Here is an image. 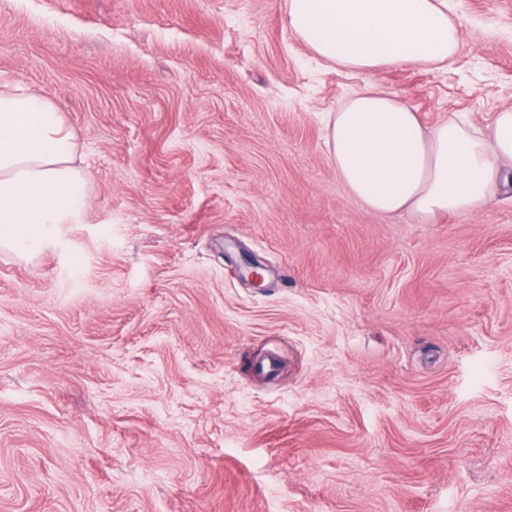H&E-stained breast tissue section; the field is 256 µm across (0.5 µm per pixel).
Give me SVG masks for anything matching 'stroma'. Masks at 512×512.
<instances>
[{
	"label": "stroma",
	"mask_w": 512,
	"mask_h": 512,
	"mask_svg": "<svg viewBox=\"0 0 512 512\" xmlns=\"http://www.w3.org/2000/svg\"><path fill=\"white\" fill-rule=\"evenodd\" d=\"M450 6L443 68L364 74L287 0H0V84L54 99L89 183L0 251V512H512V192L380 215L326 144L366 88L512 108V0Z\"/></svg>",
	"instance_id": "35a3bbf8"
}]
</instances>
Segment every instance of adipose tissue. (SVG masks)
<instances>
[{
  "mask_svg": "<svg viewBox=\"0 0 512 512\" xmlns=\"http://www.w3.org/2000/svg\"><path fill=\"white\" fill-rule=\"evenodd\" d=\"M288 26L323 61L354 70L412 63L439 67L459 49L448 0H288ZM337 176L371 209L437 214L476 210L492 186L512 183V110L490 135L455 117L435 125L390 95L367 89L327 125ZM86 173L55 102L26 85H0V249L41 253L56 228L85 210Z\"/></svg>",
  "mask_w": 512,
  "mask_h": 512,
  "instance_id": "obj_1",
  "label": "adipose tissue"
}]
</instances>
